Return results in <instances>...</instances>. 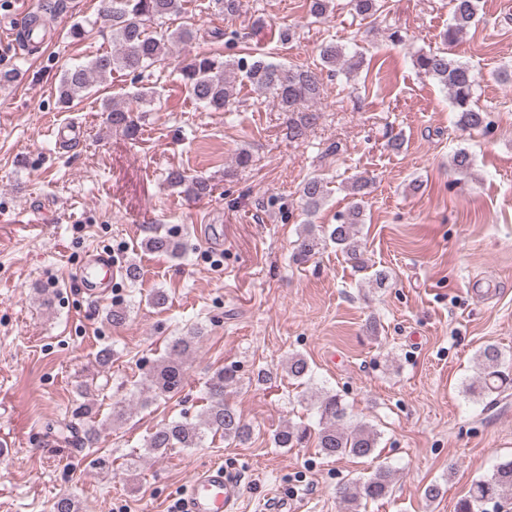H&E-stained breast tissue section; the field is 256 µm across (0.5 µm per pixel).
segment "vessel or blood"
I'll return each mask as SVG.
<instances>
[{
    "label": "vessel or blood",
    "mask_w": 512,
    "mask_h": 512,
    "mask_svg": "<svg viewBox=\"0 0 512 512\" xmlns=\"http://www.w3.org/2000/svg\"><path fill=\"white\" fill-rule=\"evenodd\" d=\"M115 262L111 255L88 250L80 267L75 286L91 299L110 292ZM240 493V481L223 464L212 463L200 469L185 485L178 512H233Z\"/></svg>",
    "instance_id": "b4317fda"
}]
</instances>
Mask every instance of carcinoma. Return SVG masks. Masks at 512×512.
I'll list each match as a JSON object with an SVG mask.
<instances>
[{
	"instance_id": "1",
	"label": "carcinoma",
	"mask_w": 512,
	"mask_h": 512,
	"mask_svg": "<svg viewBox=\"0 0 512 512\" xmlns=\"http://www.w3.org/2000/svg\"><path fill=\"white\" fill-rule=\"evenodd\" d=\"M452 23L442 34L445 48L422 53L416 58V65L427 76L447 89L457 114V125L463 129L479 130L488 135L494 127L488 113L472 105L476 77L465 64L448 56L446 46L457 43L467 30L475 24L479 14L480 0H452ZM355 13L363 18L375 15L381 8L379 0H351ZM181 12L180 0H110L106 20L112 28V41L116 49L100 54L89 62L74 65L64 71L59 86V101L67 106L80 102L92 86L93 79L113 73H126L139 79L157 65H162L172 44H188L195 38L193 28L182 25L168 32H153L158 21ZM46 34V24L39 15L29 20L20 35L23 47H32L41 42ZM345 57L341 47L333 42L322 45L320 58L328 66H335ZM241 76L255 87L269 92L282 112L292 114L304 101L320 96V82L316 74L308 69L285 71L264 56L247 54L237 57L228 54L223 57L197 54L182 69L183 82L189 95L213 112L225 110L232 86L228 73ZM109 128L121 131L133 139L139 132V120L134 118L135 109L130 105L106 102ZM315 115L295 120L289 119V135L293 140L306 136V131ZM167 182L173 187H186V192L196 198L210 192L208 183L193 178L180 169L167 172ZM327 189L324 180L318 176L307 179L301 186L300 198L307 216H315L324 205ZM363 221V211L354 205L336 218V224L319 234L315 225H305L303 233L295 244L292 261L301 264L315 256L323 242L329 240L345 253L359 270L368 269L356 227ZM144 248L153 253L172 259L182 257L186 243L170 230H155L144 240ZM200 332L191 336H177L168 343L167 356L154 364L140 381L139 394L146 405L159 398H166L181 391L185 382L186 360L195 352L196 339ZM479 370L468 384L466 391L479 396H488L512 385V359L494 344L485 345L477 355ZM288 376L294 379L311 378L307 360L300 355H291L286 364ZM239 382L236 370L226 367L215 372L205 382L207 404L203 411L191 419L183 418L163 423L144 439L143 448L147 453L160 458L176 449L197 448L205 434L220 435L226 440L244 442L251 436V427L240 411L227 399L228 390ZM304 400L316 409L317 430L308 425L287 424L273 435L277 448H301L313 442L319 452L327 457H367L374 453L378 444V433L374 428L359 424L346 425L347 407L336 393L312 394ZM93 407L79 406L73 419L63 423V428L73 436L79 435L77 422L92 417ZM392 483V471L379 467L369 478L346 485L340 491V500L347 512H360L369 501L387 496ZM512 493V458L504 459L493 467L485 478L476 481L469 495L460 500L457 512H487L484 505Z\"/></svg>"
}]
</instances>
